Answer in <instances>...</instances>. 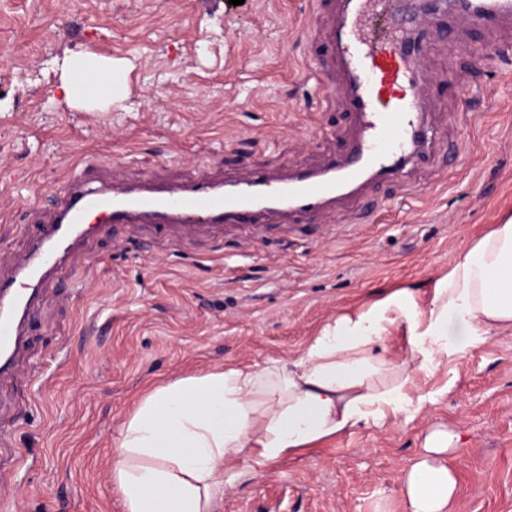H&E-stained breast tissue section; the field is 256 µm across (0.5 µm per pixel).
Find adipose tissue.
I'll return each instance as SVG.
<instances>
[{
    "instance_id": "obj_1",
    "label": "adipose tissue",
    "mask_w": 512,
    "mask_h": 512,
    "mask_svg": "<svg viewBox=\"0 0 512 512\" xmlns=\"http://www.w3.org/2000/svg\"><path fill=\"white\" fill-rule=\"evenodd\" d=\"M468 329L448 334L449 318ZM512 331V217L475 237L427 299L397 288L326 322L293 362L227 365L158 385L123 423L112 481L124 512H215L226 487L320 440L419 412L430 374ZM403 335L407 353L388 341ZM454 437L429 433L403 477L406 512H452L446 456Z\"/></svg>"
}]
</instances>
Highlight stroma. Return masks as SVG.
Here are the masks:
<instances>
[{"mask_svg": "<svg viewBox=\"0 0 512 512\" xmlns=\"http://www.w3.org/2000/svg\"><path fill=\"white\" fill-rule=\"evenodd\" d=\"M330 23L316 0H0V265L26 252L30 204L82 160L117 180L182 182L339 153L351 123L313 75ZM420 35L437 146L408 187L376 182L256 237L114 226L71 255L31 314L18 377L0 383V512H123L112 452L149 388L293 360L337 312L391 288L427 293L512 215V23L430 13ZM81 52L121 79L90 107L59 90ZM418 388L436 401L298 450L227 488L217 512H405L402 474L435 427L460 436L454 512H512V334Z\"/></svg>", "mask_w": 512, "mask_h": 512, "instance_id": "1", "label": "stroma"}]
</instances>
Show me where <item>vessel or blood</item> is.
Segmentation results:
<instances>
[{
	"mask_svg": "<svg viewBox=\"0 0 512 512\" xmlns=\"http://www.w3.org/2000/svg\"><path fill=\"white\" fill-rule=\"evenodd\" d=\"M324 5L337 9L338 17L315 76L323 92L343 93L354 130L349 150L315 169L226 179L203 175L178 185L154 180L117 185L83 165L54 195L52 219L39 226L24 260L0 277V376L16 373L29 313L49 280L97 231L112 224L160 229L247 224L257 231L266 216L318 214L356 197L371 181H400L407 166L426 162L433 141L416 67L421 45L411 38L416 21L387 14L388 33L374 42L368 25L386 13L387 0H324ZM454 12L466 25L510 21L512 0H470Z\"/></svg>",
	"mask_w": 512,
	"mask_h": 512,
	"instance_id": "vessel-or-blood-1",
	"label": "vessel or blood"
}]
</instances>
